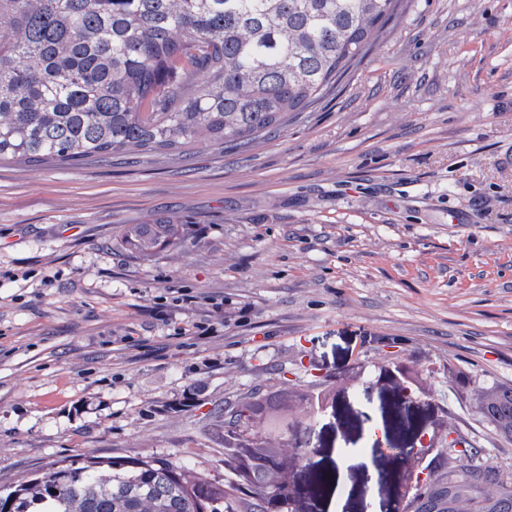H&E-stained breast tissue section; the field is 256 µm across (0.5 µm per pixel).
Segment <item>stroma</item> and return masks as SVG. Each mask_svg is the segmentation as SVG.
<instances>
[{"label":"stroma","mask_w":512,"mask_h":512,"mask_svg":"<svg viewBox=\"0 0 512 512\" xmlns=\"http://www.w3.org/2000/svg\"><path fill=\"white\" fill-rule=\"evenodd\" d=\"M160 218L180 246L117 245ZM323 391L303 512H448L444 453L404 501L373 425L402 448L452 427L512 474L486 407L512 392V0H405L337 96L244 153L0 164V487L161 457L241 512L221 410L293 423ZM342 448L363 455L340 484Z\"/></svg>","instance_id":"stroma-1"}]
</instances>
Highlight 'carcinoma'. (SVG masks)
<instances>
[{
  "mask_svg": "<svg viewBox=\"0 0 512 512\" xmlns=\"http://www.w3.org/2000/svg\"><path fill=\"white\" fill-rule=\"evenodd\" d=\"M402 0H0V162L98 163L115 154L176 163L204 143L244 150L336 96ZM134 257L180 240L170 220L124 227ZM485 482L448 466V502ZM277 480L249 482L247 507ZM231 488L182 461L53 465L4 493L10 512H224ZM512 508V480L486 489Z\"/></svg>",
  "mask_w": 512,
  "mask_h": 512,
  "instance_id": "obj_1",
  "label": "carcinoma"
}]
</instances>
